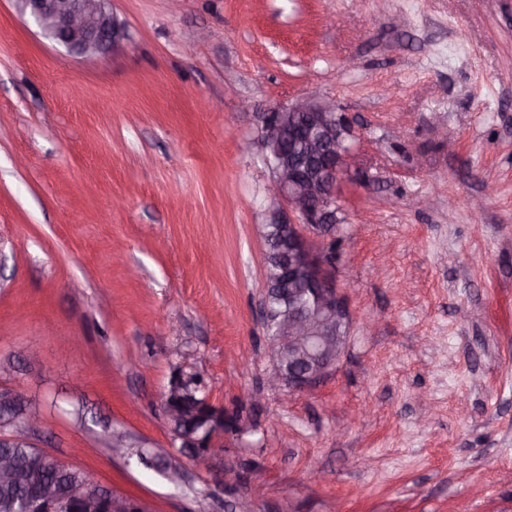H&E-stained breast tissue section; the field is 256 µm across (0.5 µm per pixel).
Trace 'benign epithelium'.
Segmentation results:
<instances>
[{"label":"benign epithelium","mask_w":512,"mask_h":512,"mask_svg":"<svg viewBox=\"0 0 512 512\" xmlns=\"http://www.w3.org/2000/svg\"><path fill=\"white\" fill-rule=\"evenodd\" d=\"M22 14L29 16L43 36L76 57L104 56L123 37L122 25L110 8L111 0H17ZM351 130L345 117L329 101L299 99L264 118L266 160L273 161L268 198L277 210L288 213L279 223L280 236L271 249L281 261L276 281L278 291L288 296V313L273 319L272 372L275 389L304 392L331 374L344 352L347 332L353 322L345 294L337 288L332 269L336 254L317 237L339 223V189L351 154ZM189 387L206 390L196 373L177 368L162 394L167 420L179 416L180 398ZM40 422L37 412L24 402L20 391L0 384V448L31 449L41 460L48 451L32 442ZM211 431L204 439L193 431L173 433L181 450L196 467H211L218 437L238 430L228 423L222 408L207 420ZM224 489L236 493L243 483L239 469L227 465L221 472ZM0 484L17 492L12 502L0 503V512H20L44 505L58 512L70 501L88 500L84 485L64 489L43 483L28 463L7 453L0 454ZM106 512H151L143 499L112 494Z\"/></svg>","instance_id":"benign-epithelium-1"}]
</instances>
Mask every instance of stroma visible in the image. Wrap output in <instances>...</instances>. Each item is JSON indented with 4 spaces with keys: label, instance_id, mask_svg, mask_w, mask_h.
<instances>
[{
    "label": "stroma",
    "instance_id": "stroma-1",
    "mask_svg": "<svg viewBox=\"0 0 512 512\" xmlns=\"http://www.w3.org/2000/svg\"><path fill=\"white\" fill-rule=\"evenodd\" d=\"M111 7L120 45L79 58L0 0V383L36 446L153 512H228L231 463L253 512H512V0ZM300 98L354 132L332 234L355 321L286 395L263 115ZM178 365L241 414L210 473L162 411Z\"/></svg>",
    "mask_w": 512,
    "mask_h": 512
}]
</instances>
